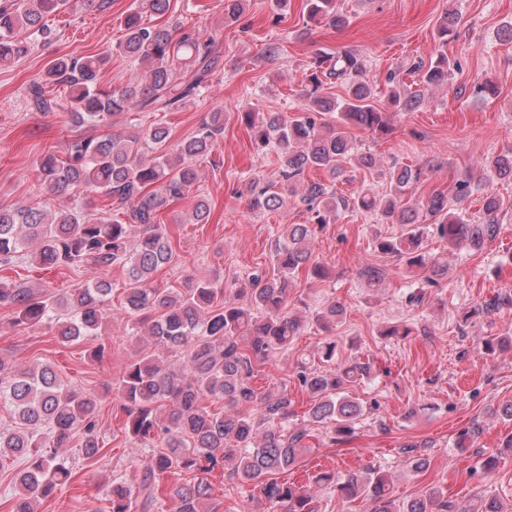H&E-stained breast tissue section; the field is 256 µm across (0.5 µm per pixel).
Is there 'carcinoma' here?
<instances>
[{"mask_svg": "<svg viewBox=\"0 0 512 512\" xmlns=\"http://www.w3.org/2000/svg\"><path fill=\"white\" fill-rule=\"evenodd\" d=\"M308 18L326 20L336 29L346 25L336 11V0H305ZM70 0H0V66L11 65L28 51L23 31L45 38L46 18L68 9ZM170 9V0H133L123 15L124 39L118 54L139 66L136 78L121 87L104 88L100 73L111 61L107 54L54 59L42 81L29 87L30 103L38 112H53L57 102L46 97L44 85L63 86L68 93L71 121L84 129L68 142L65 156L50 151L37 163L44 199L37 205L0 207V264L9 265L29 253L45 267L87 266L96 277L63 295H48L32 288L0 282V305L10 308L12 325L20 331L45 326L63 343L98 336L112 295L109 271L122 264L127 270L122 308L146 344L167 349L175 362L167 363L151 351L139 352L124 368L120 383L124 434L132 448H150L142 468L140 488L151 501L169 502V512H217L206 506L212 486L207 477L228 470L242 484H251L269 505V512H317L308 490L278 480V474L296 466L310 451V429H288L287 387L265 389L253 385L259 367L272 354L285 349L297 336L302 320L288 310V288L297 271L323 280L327 266L313 256L315 229L335 222L342 210L378 212L391 224H402L399 236L378 237L375 250L403 261L407 270L429 271L425 283L439 284L445 268L422 251L426 232L452 246L466 244L481 249L498 230L503 199L483 196V221L465 219L462 202L472 193V177L457 183L453 197L432 193L419 209L404 197L420 171L391 166L386 175L389 193L370 190L349 197L336 194L326 183L304 180L309 170L331 179L340 174L339 161L353 156L348 127L378 135L388 131L387 114L375 105V90L366 80L364 61L342 50L314 58L306 76V104L293 115L267 112L261 120L243 113L251 128L255 149L272 152L280 161L281 179H250L247 191L252 207L281 209L288 194H301L310 213L307 224H283L272 250L273 273H255L244 288L226 294L224 281L200 280L185 274L183 288H153L154 274L172 262L174 249L165 231L162 210L171 200L189 193L200 178L198 161L208 157L224 133V111L207 113L192 136L169 148L170 130L164 120L202 94L220 62L221 46L214 36L176 21L152 23L151 17ZM244 0H224V21L243 19ZM451 64L439 52L423 69V89L448 83ZM331 79L346 85L344 99L324 92ZM423 97L422 89L409 94L394 91L389 103L399 111H412ZM151 112L153 125L133 124L130 113ZM129 125L120 134L95 135L104 121ZM484 180H512V158L503 156L477 163ZM93 191L104 196L115 214L89 217L72 207L59 208L55 200L68 194ZM505 306L512 294L496 295L463 313L472 324ZM345 307L331 300L314 310V321L328 329L340 322ZM369 376V366L353 363L317 369L302 361L295 377L309 396L308 421L334 424L332 441L341 443L355 433L366 413L364 403L350 388ZM207 396L224 401V411L201 405ZM0 402L9 405L13 425L0 428V461L22 464L14 481L9 512H35L72 477L65 449L81 433L83 455L92 459L99 443L100 398L79 394L50 366L19 370L0 356ZM416 445L403 447L414 474L427 468L426 458L415 454ZM178 472L195 473L193 480L169 485ZM313 483L331 486L352 501H370L372 512H512L495 497L481 495L467 507L448 500L430 488L407 502L395 499L387 473L375 468L341 474L320 471ZM109 512H133L137 506L129 486L117 479L105 488Z\"/></svg>", "mask_w": 512, "mask_h": 512, "instance_id": "cac0c4a2", "label": "carcinoma"}]
</instances>
